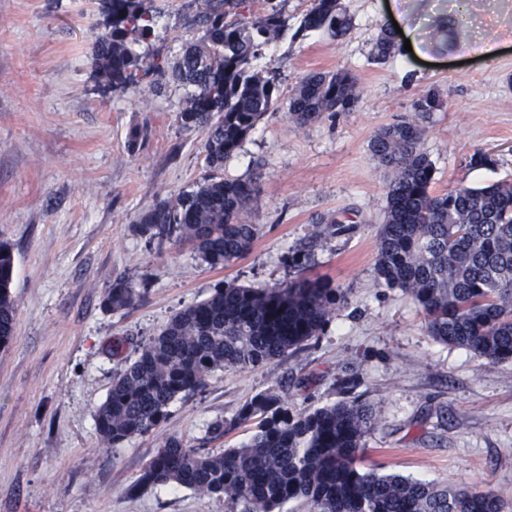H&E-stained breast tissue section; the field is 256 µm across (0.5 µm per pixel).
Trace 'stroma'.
I'll list each match as a JSON object with an SVG mask.
<instances>
[{
    "label": "stroma",
    "instance_id": "obj_1",
    "mask_svg": "<svg viewBox=\"0 0 512 512\" xmlns=\"http://www.w3.org/2000/svg\"><path fill=\"white\" fill-rule=\"evenodd\" d=\"M287 27L255 66L288 92L308 73L346 71L356 111L297 126L266 114L224 165L257 177L247 214L258 226L249 254L213 268L190 246L138 234L139 214L195 188L208 173L205 133L183 126L185 90L150 73L157 95L100 83L95 34L104 0H0V242L15 256L13 343L0 349V512H229L222 497L184 487L131 493L167 438L210 452L247 442L234 425L262 392L291 414L356 397L374 405L365 464L439 486L493 491L512 512V361L491 362L430 336L408 294L381 284L374 263L390 172L370 143L414 115L427 92L443 110L420 122L434 193L512 182V0H341L352 31L297 36L310 0H274ZM155 34L138 53L173 62L200 40L201 0H143ZM398 21L411 47L371 59L382 25ZM496 42L494 56L472 45ZM483 154L487 165L474 166ZM346 230L321 232L320 217ZM323 278L345 301L301 349L244 370H219L205 389L173 401L156 429L107 447L95 427L124 358H135L171 316L221 283L272 287ZM140 292L134 308L102 305L115 278ZM122 343V358L109 354ZM229 423L211 441L208 426Z\"/></svg>",
    "mask_w": 512,
    "mask_h": 512
}]
</instances>
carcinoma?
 <instances>
[{
  "mask_svg": "<svg viewBox=\"0 0 512 512\" xmlns=\"http://www.w3.org/2000/svg\"><path fill=\"white\" fill-rule=\"evenodd\" d=\"M203 38L185 47L171 66L186 89V126L206 129L203 149L211 174L172 202L140 215L136 231L160 242L189 245L207 265L224 267L245 256L257 225L241 220L258 194V177L226 180L224 161L242 146L258 122L280 109L273 77L254 69L261 46L285 30L270 3L252 16V0H203ZM109 29L96 36L92 65L108 84L140 87L141 75L161 65L134 44L154 34L155 20L142 0H108ZM351 18L338 0H311L296 30L344 36ZM396 49L395 33L380 28L372 59ZM360 102L348 73L314 72L288 92L287 116L305 126ZM434 93L414 103L417 118L443 109ZM374 156L393 172L379 225L375 272L388 288L408 294L436 340L492 362L512 360V184L432 191L434 165L422 146L417 119L405 118L372 138ZM15 258L0 243V348L14 340L10 288ZM134 283L120 276L103 306L132 307ZM345 299L321 279L298 277L284 285L252 288L221 284L206 299L176 312L139 355L117 373L95 414L97 432L110 448L156 428L176 398L202 390L217 370L245 369L282 358L317 338ZM257 420L250 441L220 453L188 448L169 438L144 466L130 492L184 486L224 497L230 512H284L291 502L310 512H500L490 492L434 484L363 469L374 407L356 398L292 415L279 396L258 394L241 408L236 425Z\"/></svg>",
  "mask_w": 512,
  "mask_h": 512,
  "instance_id": "cac0c4a2",
  "label": "carcinoma"
}]
</instances>
